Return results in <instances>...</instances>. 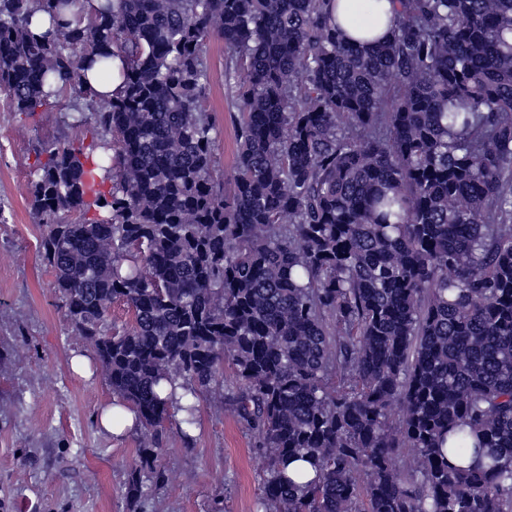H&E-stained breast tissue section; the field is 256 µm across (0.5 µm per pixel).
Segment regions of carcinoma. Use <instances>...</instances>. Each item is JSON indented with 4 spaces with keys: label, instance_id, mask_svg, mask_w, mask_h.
<instances>
[{
    "label": "carcinoma",
    "instance_id": "cac0c4a2",
    "mask_svg": "<svg viewBox=\"0 0 512 512\" xmlns=\"http://www.w3.org/2000/svg\"><path fill=\"white\" fill-rule=\"evenodd\" d=\"M336 3L0 0V90L91 136L30 171L43 258L147 432L132 498L222 388L259 512H512V0H390L391 36L353 42ZM116 56L103 100L86 71ZM207 57L210 63V90L206 106L212 113L218 137L214 150L216 166L230 172L233 165L234 127L231 108L224 87V68L230 60L224 55V44L210 42L207 46Z\"/></svg>",
    "mask_w": 512,
    "mask_h": 512
}]
</instances>
